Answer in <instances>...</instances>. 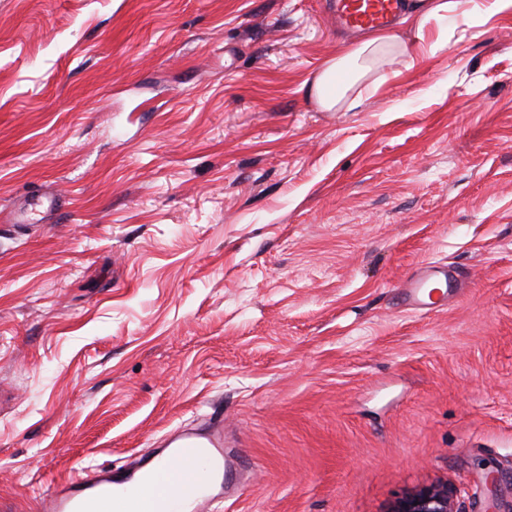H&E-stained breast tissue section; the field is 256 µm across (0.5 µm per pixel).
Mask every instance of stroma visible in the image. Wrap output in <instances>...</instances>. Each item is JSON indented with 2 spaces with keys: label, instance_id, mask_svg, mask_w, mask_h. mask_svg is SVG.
Instances as JSON below:
<instances>
[{
  "label": "stroma",
  "instance_id": "35a3bbf8",
  "mask_svg": "<svg viewBox=\"0 0 512 512\" xmlns=\"http://www.w3.org/2000/svg\"><path fill=\"white\" fill-rule=\"evenodd\" d=\"M321 110L329 0H0V512L223 416L220 512H512V11ZM447 266L448 303L402 287ZM496 487H488L487 471ZM62 198L55 191H43L36 197L16 204L6 214L0 212L1 224H48L62 207ZM445 282L447 286L448 271L437 265H428L412 276L403 288V299L407 306L414 310H434L437 302L431 301V292L428 288L436 282ZM392 512H455L453 492L448 484L422 487L400 498Z\"/></svg>",
  "mask_w": 512,
  "mask_h": 512
}]
</instances>
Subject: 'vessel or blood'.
<instances>
[{"instance_id": "b4317fda", "label": "vessel or blood", "mask_w": 512, "mask_h": 512, "mask_svg": "<svg viewBox=\"0 0 512 512\" xmlns=\"http://www.w3.org/2000/svg\"><path fill=\"white\" fill-rule=\"evenodd\" d=\"M411 3L336 0L331 14L338 27L350 32L381 29ZM61 206L58 193L45 191L0 214V223L47 224ZM447 277L442 267H423L405 284V304L415 310L435 309L430 289ZM237 477L224 451V420L219 417L204 430L182 431L167 448L139 458L126 469L91 467L79 478L53 484L41 501L40 512H93L101 503L109 512H205Z\"/></svg>"}]
</instances>
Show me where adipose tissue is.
Masks as SVG:
<instances>
[{
  "label": "adipose tissue",
  "mask_w": 512,
  "mask_h": 512,
  "mask_svg": "<svg viewBox=\"0 0 512 512\" xmlns=\"http://www.w3.org/2000/svg\"><path fill=\"white\" fill-rule=\"evenodd\" d=\"M392 40V34L376 32L364 42L346 46L342 53L325 61L312 85L317 104L326 111L337 107L345 98L348 85L356 83L366 73L369 54L382 50Z\"/></svg>",
  "instance_id": "1"
}]
</instances>
